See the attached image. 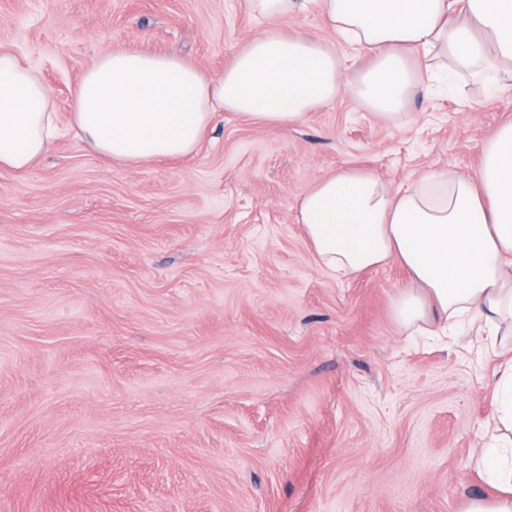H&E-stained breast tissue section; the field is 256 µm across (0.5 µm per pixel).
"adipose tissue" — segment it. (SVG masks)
<instances>
[{"label":"adipose tissue","instance_id":"ef3b65f1","mask_svg":"<svg viewBox=\"0 0 512 512\" xmlns=\"http://www.w3.org/2000/svg\"><path fill=\"white\" fill-rule=\"evenodd\" d=\"M268 27L224 72L193 61L120 48L85 70L74 93L71 132L93 152L134 166L195 152L218 114L279 127L352 92L376 118L400 119L425 77L480 78L504 87L512 68V0H249ZM319 4L338 39L369 64L346 81L335 50L287 36L277 22ZM60 136L51 95L36 69L0 45V168L26 172ZM318 264L348 277L396 260L411 281L392 313L405 328L454 332L462 320L502 338L512 321V119L483 150L477 176L432 172L393 189L373 173L343 168L296 203ZM512 361L502 367L496 426L485 461L500 497L464 512H512Z\"/></svg>","mask_w":512,"mask_h":512}]
</instances>
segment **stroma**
<instances>
[{
	"label": "stroma",
	"mask_w": 512,
	"mask_h": 512,
	"mask_svg": "<svg viewBox=\"0 0 512 512\" xmlns=\"http://www.w3.org/2000/svg\"><path fill=\"white\" fill-rule=\"evenodd\" d=\"M248 0H0V44L63 130L0 169V512H464L507 357L412 334L393 261L316 263L298 195L341 168L391 188L475 175L512 90L417 92L384 122L352 93L281 129L219 116L197 151L137 166L68 133L73 90L120 47L222 72L264 31ZM337 41L318 8L278 24Z\"/></svg>",
	"instance_id": "35a3bbf8"
}]
</instances>
